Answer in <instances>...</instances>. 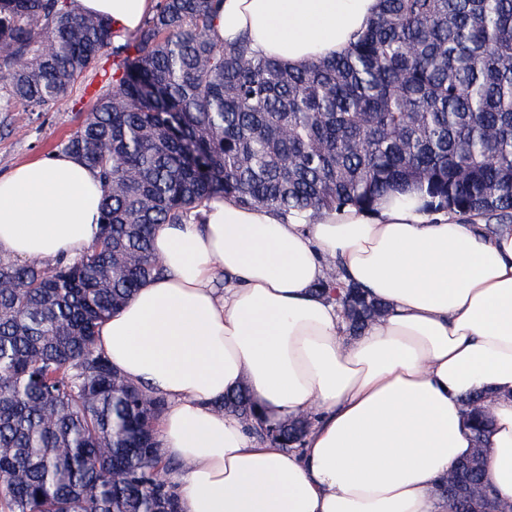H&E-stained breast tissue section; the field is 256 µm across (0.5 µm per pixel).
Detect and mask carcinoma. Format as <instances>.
Returning a JSON list of instances; mask_svg holds the SVG:
<instances>
[{
	"instance_id": "cac0c4a2",
	"label": "carcinoma",
	"mask_w": 512,
	"mask_h": 512,
	"mask_svg": "<svg viewBox=\"0 0 512 512\" xmlns=\"http://www.w3.org/2000/svg\"><path fill=\"white\" fill-rule=\"evenodd\" d=\"M218 2L159 0L115 46L108 19L75 0H0L1 128L112 55L60 144L103 183L96 242L51 265L0 258V512H179L156 481L180 468L159 450L165 400L97 346L102 321L161 272L156 225L197 218L215 196L309 224L414 187L431 212L512 230V0H382L344 55L295 68L212 36ZM315 291L350 336L387 311L334 272ZM470 405L479 444L492 420ZM219 407L253 424L247 389ZM310 427L289 418L258 434L297 450ZM457 469L488 483L482 459Z\"/></svg>"
}]
</instances>
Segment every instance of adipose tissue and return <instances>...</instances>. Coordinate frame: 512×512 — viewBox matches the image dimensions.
Masks as SVG:
<instances>
[{"mask_svg": "<svg viewBox=\"0 0 512 512\" xmlns=\"http://www.w3.org/2000/svg\"><path fill=\"white\" fill-rule=\"evenodd\" d=\"M157 0H77L113 41ZM381 0H224L213 32L289 67L344 54ZM103 185L71 154L0 176V254L55 263L99 234ZM160 224V275L102 323L113 367L168 403L160 451L183 463L181 512H438L437 488L473 449L463 401L489 393L488 473L512 503V231L487 234L394 191L368 213L283 220L231 198ZM335 268L387 306L345 335L313 288ZM225 279L216 290V279ZM248 387L264 423L309 416L301 451L255 437L224 396Z\"/></svg>", "mask_w": 512, "mask_h": 512, "instance_id": "1", "label": "adipose tissue"}]
</instances>
